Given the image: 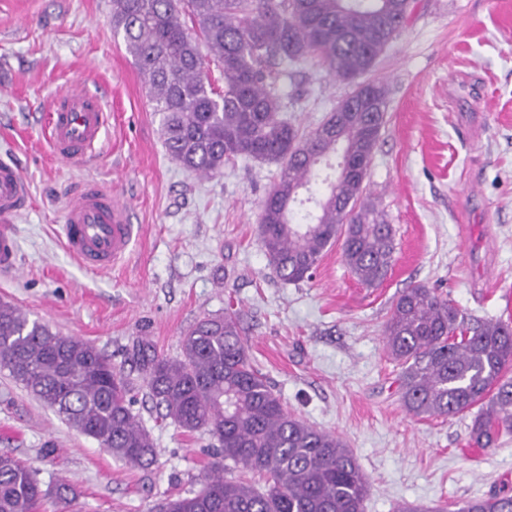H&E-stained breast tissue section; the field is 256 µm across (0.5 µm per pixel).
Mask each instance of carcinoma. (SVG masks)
Wrapping results in <instances>:
<instances>
[{
  "mask_svg": "<svg viewBox=\"0 0 512 512\" xmlns=\"http://www.w3.org/2000/svg\"><path fill=\"white\" fill-rule=\"evenodd\" d=\"M408 0H112L111 24L148 86L167 152L202 176L224 173L239 156L275 162L277 183L259 215V244L286 283L312 278L324 250L374 286L392 262L394 239L363 197L385 122L386 86L356 84L307 134L283 112L294 68L320 58L327 73L352 82L369 72L406 24ZM224 73V92L209 65ZM328 169L320 176V167ZM324 178L308 224L291 217L300 189ZM387 356L401 366L400 402L420 419L473 412L468 441L494 447L512 433V325L474 319L417 284L392 305L383 329ZM143 384L164 417L187 433L206 432L219 448L186 496L156 512H364L368 482L343 440L300 420L253 365L236 313L205 318L162 356L143 342ZM0 368L133 468L156 460L150 433L132 412L129 382L93 343L66 336L0 301ZM258 473L259 488L226 473ZM74 512L66 479L43 486L38 471L0 453V512ZM457 512H512V495L467 501Z\"/></svg>",
  "mask_w": 512,
  "mask_h": 512,
  "instance_id": "carcinoma-1",
  "label": "carcinoma"
}]
</instances>
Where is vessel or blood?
Returning <instances> with one entry per match:
<instances>
[{
  "label": "vessel or blood",
  "mask_w": 512,
  "mask_h": 512,
  "mask_svg": "<svg viewBox=\"0 0 512 512\" xmlns=\"http://www.w3.org/2000/svg\"><path fill=\"white\" fill-rule=\"evenodd\" d=\"M50 112L46 139L52 153L71 163L93 157L111 120L102 102L71 90L52 100ZM30 197L29 183L19 169L1 160L0 222L5 225L26 210ZM134 232L131 209L117 200L108 184L82 183L66 205L63 245L86 268L107 271L115 267L127 253ZM18 269V244L4 229L0 232V277L14 278Z\"/></svg>",
  "instance_id": "b4317fda"
}]
</instances>
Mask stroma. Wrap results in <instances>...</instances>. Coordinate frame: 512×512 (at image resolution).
<instances>
[{"instance_id": "1", "label": "stroma", "mask_w": 512, "mask_h": 512, "mask_svg": "<svg viewBox=\"0 0 512 512\" xmlns=\"http://www.w3.org/2000/svg\"><path fill=\"white\" fill-rule=\"evenodd\" d=\"M110 13L111 0H0V159L32 193L11 224L21 266L0 279V300L94 343L136 382L133 412L157 461L128 467L5 370L0 451L43 483L70 480L77 512H150L199 489L215 440L163 418L138 385L135 350L144 339L179 356L195 323L232 309L289 411L346 442L369 482L365 512L512 493V434L487 451L468 443L470 415H408L382 335L393 302L415 284L468 315L512 316V0H414L369 74L388 99L365 188L395 247L376 287L352 276L337 243L311 279H279L258 241L278 164L239 157L204 178L171 158ZM75 86L112 114L101 154L83 165L56 159L44 137L52 99ZM351 90L311 60L288 82V115L309 131ZM92 180L111 185L136 224L128 257L108 272L85 269L61 238L67 197Z\"/></svg>"}]
</instances>
